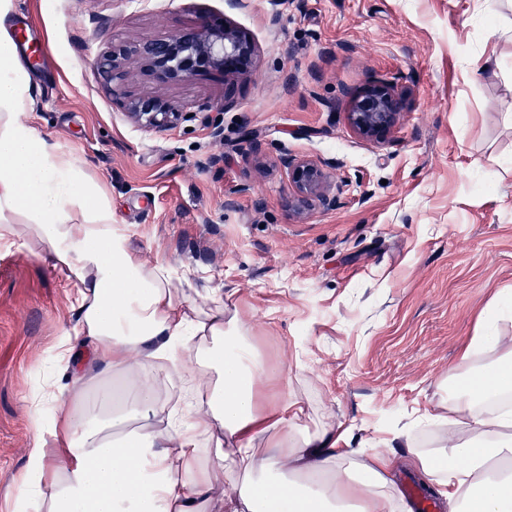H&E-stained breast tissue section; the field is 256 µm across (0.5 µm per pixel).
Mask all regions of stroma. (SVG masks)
I'll use <instances>...</instances> for the list:
<instances>
[{
    "mask_svg": "<svg viewBox=\"0 0 512 512\" xmlns=\"http://www.w3.org/2000/svg\"><path fill=\"white\" fill-rule=\"evenodd\" d=\"M13 2L9 26L35 48L25 121L105 186L113 223L146 263L188 273L179 296L200 308L223 298L247 322L277 372L260 403L289 395L300 428L338 425L344 447L383 446L398 485L413 471L405 431L425 452L451 445L417 419L441 412L439 380L464 379L461 352L489 305L512 294V0ZM203 13L249 33L248 75L165 87L194 118L141 130L99 59ZM374 76L410 91L380 142L347 121ZM285 153L328 162L334 208L293 214ZM71 288L31 248L0 243V512H21L35 433L25 399L77 327Z\"/></svg>",
    "mask_w": 512,
    "mask_h": 512,
    "instance_id": "1",
    "label": "stroma"
}]
</instances>
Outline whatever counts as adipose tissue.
I'll list each match as a JSON object with an SVG mask.
<instances>
[{
  "label": "adipose tissue",
  "instance_id": "obj_1",
  "mask_svg": "<svg viewBox=\"0 0 512 512\" xmlns=\"http://www.w3.org/2000/svg\"><path fill=\"white\" fill-rule=\"evenodd\" d=\"M12 7L0 0V241L66 272L79 314L55 347L62 375L27 401L39 426L18 498L37 512H406L385 451L295 428L297 400L258 406L273 372L247 326L225 318L223 299L179 300L172 270L130 248L73 154L23 121L30 78L4 23ZM459 365L468 387L421 422L465 438L412 463L437 477L448 512H512V336L475 337ZM264 440L273 454H257ZM228 461L236 475L219 494Z\"/></svg>",
  "mask_w": 512,
  "mask_h": 512
}]
</instances>
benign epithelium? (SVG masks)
I'll return each mask as SVG.
<instances>
[{"label": "benign epithelium", "instance_id": "7a95c632", "mask_svg": "<svg viewBox=\"0 0 512 512\" xmlns=\"http://www.w3.org/2000/svg\"><path fill=\"white\" fill-rule=\"evenodd\" d=\"M256 55L251 38L231 20L221 26L205 18L171 37L140 40L123 50V56L138 63L139 68L165 86L201 71H221L224 77L236 79L247 74ZM99 68L111 75V80L124 83L126 73L116 54L99 62ZM409 91L392 82L374 78L353 98L347 119L361 138L381 140L396 127L405 108ZM127 117L146 132L163 131L178 125L187 113L160 93L139 97L128 96L124 102ZM288 173L289 205L299 214L319 206H336L326 164L285 154L280 157Z\"/></svg>", "mask_w": 512, "mask_h": 512}]
</instances>
